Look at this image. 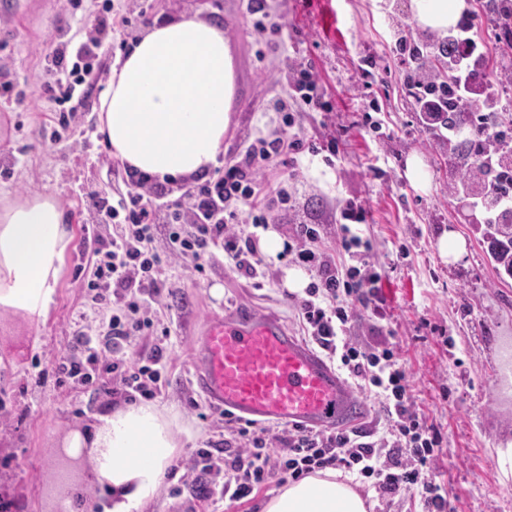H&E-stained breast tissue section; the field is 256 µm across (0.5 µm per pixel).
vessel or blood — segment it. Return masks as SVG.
<instances>
[{
	"label": "vessel or blood",
	"mask_w": 512,
	"mask_h": 512,
	"mask_svg": "<svg viewBox=\"0 0 512 512\" xmlns=\"http://www.w3.org/2000/svg\"><path fill=\"white\" fill-rule=\"evenodd\" d=\"M195 378L214 407L258 425L341 430L368 415L333 366L266 314L212 316L198 340Z\"/></svg>",
	"instance_id": "obj_1"
}]
</instances>
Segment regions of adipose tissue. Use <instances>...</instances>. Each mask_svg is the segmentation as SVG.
<instances>
[{
	"label": "adipose tissue",
	"mask_w": 512,
	"mask_h": 512,
	"mask_svg": "<svg viewBox=\"0 0 512 512\" xmlns=\"http://www.w3.org/2000/svg\"><path fill=\"white\" fill-rule=\"evenodd\" d=\"M417 25L447 37L465 0H410ZM235 67L223 29L186 14L153 24L108 76L100 131L111 155L161 180L191 179L218 164L231 123ZM72 235L48 195L0 206V311L46 319ZM64 451L86 458L112 501L107 512H139L178 453L174 421L154 406L128 404L71 430ZM263 512H368L331 470L286 485Z\"/></svg>",
	"instance_id": "adipose-tissue-1"
}]
</instances>
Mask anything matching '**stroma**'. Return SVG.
<instances>
[{
    "label": "stroma",
    "instance_id": "obj_1",
    "mask_svg": "<svg viewBox=\"0 0 512 512\" xmlns=\"http://www.w3.org/2000/svg\"><path fill=\"white\" fill-rule=\"evenodd\" d=\"M19 10L0 9V69L25 78L30 107L0 111V149L10 170L0 177V203L34 194L52 196L75 233L57 283V303L45 322L32 324L0 313V501L9 512H58L66 483L80 485L74 512H102V490L88 481L89 465L62 454V441L75 428H90L97 416L123 405L117 395L97 399L60 384L52 365L71 346L78 328L95 332L97 322L82 317L86 290L73 258L86 216L83 193L112 190L113 158L99 130L102 91L117 57L125 55L146 30L139 0H82L66 10L61 0H18ZM246 0H155L152 19L196 13L230 28L236 95L223 159L236 157L244 143L278 129L280 113L270 108L281 95L283 66L279 41L288 42L307 64L331 108L305 112L294 132L322 146L339 141L333 163L303 152L296 173L268 172L270 188H285L289 205L276 208L267 229L290 240L295 225L317 224L326 245L336 243L340 208L355 201L368 212L364 232L383 272L381 294L390 334L410 372L417 404L440 431L442 455L436 473L448 491L453 512H512V404L497 397L503 374L501 351L512 343V277L490 263L469 224L468 210L448 196V143L423 123L405 95L406 52L396 48L386 26L401 19L408 45L428 40L412 19L409 0H265L268 25L287 22L282 34H268L256 46ZM131 20L123 35L102 36L95 52L100 74L68 136L44 140L40 128L51 104L36 84L39 56L50 35L67 28L73 44L87 42V12L103 5ZM88 140L85 149L77 148ZM419 157L428 173L427 189L404 176L406 161ZM462 243L444 257L443 235ZM272 282L254 288L218 248L200 261H186L166 273L170 329V376L153 404L178 426L181 448L173 479L163 480L143 512H207L200 496L195 451L222 440L224 414L193 383L194 350L206 320L245 310L276 316L294 335L299 322L284 294L290 256L266 258ZM179 486L180 495L170 493Z\"/></svg>",
    "mask_w": 512,
    "mask_h": 512
}]
</instances>
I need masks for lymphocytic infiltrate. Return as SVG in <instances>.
<instances>
[{
	"label": "lymphocytic infiltrate",
	"mask_w": 512,
	"mask_h": 512,
	"mask_svg": "<svg viewBox=\"0 0 512 512\" xmlns=\"http://www.w3.org/2000/svg\"><path fill=\"white\" fill-rule=\"evenodd\" d=\"M430 47L444 53L456 83L450 102L434 94L423 65L407 69L405 81L427 123L451 109L457 126L465 127L474 110H497L490 88L471 82V62L485 53L471 26L460 27L453 45L435 39ZM97 70L96 55L71 50L66 41L56 42L44 55L40 81L48 100L57 106L43 128L45 138L61 140L83 107ZM285 81L287 97L272 101L273 109L282 114V130L255 139L234 160L180 196H173L169 184L133 172L111 195L89 192L92 221L81 227L88 257L78 273L99 319V332L90 336L75 331L69 353L53 368L58 382L94 396L119 390L132 402L160 394L169 371L165 341L170 331L159 328L151 311L162 304L161 275L169 263L200 259L210 246L218 245L256 286L268 280V265L240 224L247 219L253 228L266 227L269 213L289 201L285 190L267 193L264 181L270 168L298 163L303 141L286 134L295 124V110L330 108L304 64H289ZM341 217L332 250L322 244L320 225L297 226L296 240L286 251L314 280L290 301L308 341L359 393L374 401L378 417L353 430L319 431L288 425L273 430L225 416L223 447L196 451L200 472L209 478L205 498L211 504H243L270 480L297 482L333 469L354 476L382 501L409 497L418 500L421 512H450L448 493L432 476L442 440L415 401L404 360L389 340L370 342L355 334L364 319L383 316L382 273L370 259L371 242L363 231L366 208L346 203ZM161 221L167 226V248L162 253L154 246ZM155 328L160 335L149 351L128 361L130 337Z\"/></svg>",
	"instance_id": "f902f5d3"
}]
</instances>
